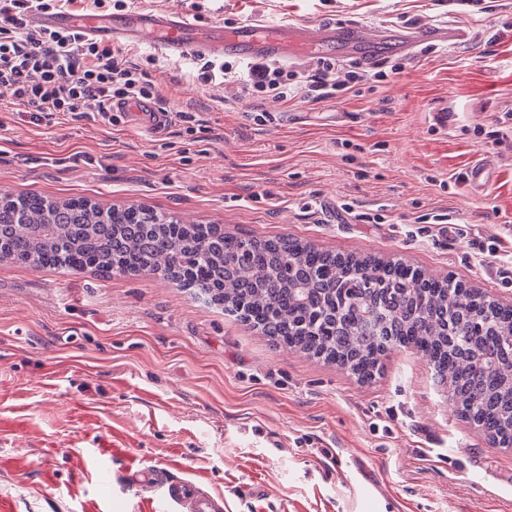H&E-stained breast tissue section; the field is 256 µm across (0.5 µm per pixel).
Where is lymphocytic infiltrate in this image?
Masks as SVG:
<instances>
[{
    "mask_svg": "<svg viewBox=\"0 0 512 512\" xmlns=\"http://www.w3.org/2000/svg\"><path fill=\"white\" fill-rule=\"evenodd\" d=\"M75 0H0V86L13 95L32 123H51L57 116L80 117L88 105L108 115L111 103L157 95L146 68L153 55L131 58L117 46L86 38L81 30L48 31L29 28L31 11L70 9ZM331 64L322 62L309 73L274 61L242 64L200 58L192 75L199 82L241 78L257 99H287L303 92L309 101L334 97L338 87Z\"/></svg>",
    "mask_w": 512,
    "mask_h": 512,
    "instance_id": "lymphocytic-infiltrate-1",
    "label": "lymphocytic infiltrate"
}]
</instances>
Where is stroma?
Listing matches in <instances>:
<instances>
[{
    "instance_id": "1",
    "label": "stroma",
    "mask_w": 512,
    "mask_h": 512,
    "mask_svg": "<svg viewBox=\"0 0 512 512\" xmlns=\"http://www.w3.org/2000/svg\"><path fill=\"white\" fill-rule=\"evenodd\" d=\"M135 3H198L204 25L445 22L470 39L378 58L402 70L372 89L267 100L261 126L241 84H199L192 59L163 54L149 73L157 104L194 110L192 131L93 112L36 125L0 88V197H87L291 235L452 272L512 303V0ZM480 161L494 171L482 193L465 181ZM499 242L507 257L489 258ZM154 470L202 481L224 512H512V449L461 417L416 351L387 354L363 382L158 275L0 262V506L150 512L134 476Z\"/></svg>"
}]
</instances>
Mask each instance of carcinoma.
<instances>
[{"label": "carcinoma", "instance_id": "obj_1", "mask_svg": "<svg viewBox=\"0 0 512 512\" xmlns=\"http://www.w3.org/2000/svg\"><path fill=\"white\" fill-rule=\"evenodd\" d=\"M149 272L219 299L272 340L369 378L395 346L424 351L464 417L488 440L512 430V306L483 294L462 305L443 279L371 256L342 255L298 238L258 239L181 224L142 207H102L40 194L0 199V261ZM490 303L486 335H468Z\"/></svg>", "mask_w": 512, "mask_h": 512}]
</instances>
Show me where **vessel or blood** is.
Instances as JSON below:
<instances>
[{
	"instance_id": "obj_1",
	"label": "vessel or blood",
	"mask_w": 512,
	"mask_h": 512,
	"mask_svg": "<svg viewBox=\"0 0 512 512\" xmlns=\"http://www.w3.org/2000/svg\"><path fill=\"white\" fill-rule=\"evenodd\" d=\"M36 29H79L93 39L113 44L150 43L164 54L180 57L227 54L252 60H297L317 58L342 52L364 62L380 52L394 49L405 53L425 42L448 47L469 38L458 25H426L410 30H394L362 23L305 22L285 20L278 23L245 22L231 29L220 25L200 26L186 14L162 8L136 7L119 22L103 16L79 17L66 11L35 13L28 20ZM146 130L165 126L169 113L158 110L152 102L131 99L115 106ZM150 489L159 491L161 500L172 512H223V499L204 492L196 481H167L152 477Z\"/></svg>"
}]
</instances>
